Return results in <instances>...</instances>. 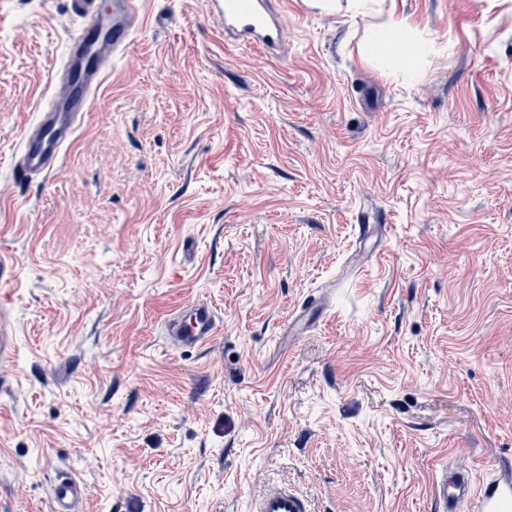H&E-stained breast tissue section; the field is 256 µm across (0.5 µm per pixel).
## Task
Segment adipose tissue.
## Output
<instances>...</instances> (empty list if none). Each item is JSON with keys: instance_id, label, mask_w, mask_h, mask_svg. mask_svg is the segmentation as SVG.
<instances>
[{"instance_id": "1", "label": "adipose tissue", "mask_w": 512, "mask_h": 512, "mask_svg": "<svg viewBox=\"0 0 512 512\" xmlns=\"http://www.w3.org/2000/svg\"><path fill=\"white\" fill-rule=\"evenodd\" d=\"M361 55L385 73L415 79L423 73L425 59L434 51L430 40L396 17L374 27L359 47Z\"/></svg>"}]
</instances>
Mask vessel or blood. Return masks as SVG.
Instances as JSON below:
<instances>
[{
    "label": "vessel or blood",
    "instance_id": "b4317fda",
    "mask_svg": "<svg viewBox=\"0 0 512 512\" xmlns=\"http://www.w3.org/2000/svg\"><path fill=\"white\" fill-rule=\"evenodd\" d=\"M113 2V12L106 14L98 0H73L86 23L72 41L48 103L22 138L16 162L20 179L53 170L65 146L72 142L113 59L129 46L139 25L140 0ZM205 6L217 9L225 32L235 36L239 45L269 51L282 41V19L270 10L268 0H206ZM221 333L214 308L195 301L181 315L168 320L165 340L172 350L186 351L210 345ZM433 492L443 512H512V469L497 468L478 483L467 473L443 472L436 475ZM83 499L84 485L71 473H62L54 480L53 512H78ZM250 512L313 510L302 491L283 485L266 489Z\"/></svg>",
    "mask_w": 512,
    "mask_h": 512
}]
</instances>
